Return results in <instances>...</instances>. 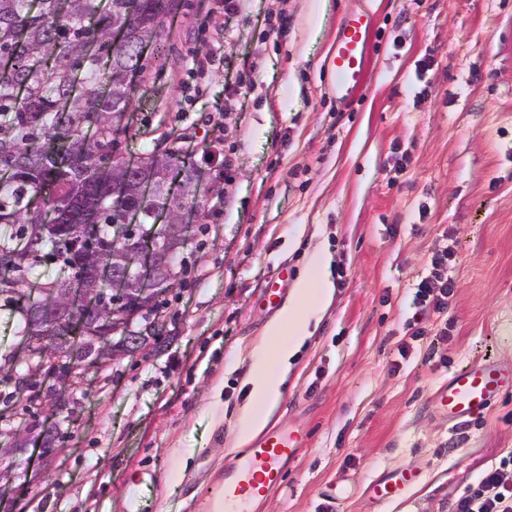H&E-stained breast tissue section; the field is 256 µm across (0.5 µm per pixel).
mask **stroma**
Wrapping results in <instances>:
<instances>
[{"mask_svg": "<svg viewBox=\"0 0 512 512\" xmlns=\"http://www.w3.org/2000/svg\"><path fill=\"white\" fill-rule=\"evenodd\" d=\"M269 0L244 14L224 0H179L134 102L120 152L136 158L184 138L196 150L201 117L218 113L234 166L197 163L201 208L182 253L192 270L162 292L147 344L85 371L63 419L17 386L25 365L11 307H0V410L21 444L0 436L16 464L0 482V512H125L128 478L150 474L152 512H203L206 490L237 458L252 352L276 310L260 296L280 265L301 275L321 253L335 275L332 303L294 358L271 424L308 445L259 512H452L465 487L512 451V391L482 415L449 421L435 392L455 371L492 361L512 368V0ZM368 10L366 86L336 98L329 57L337 28ZM232 30L224 51L257 60L254 87L236 71L199 79L189 102L182 63L209 27ZM411 156L403 174L394 159ZM233 199L214 214V180ZM457 247L456 289L427 334L411 339L417 285L431 257ZM447 337H440V330ZM52 446L51 456L42 447ZM413 467L421 481L387 506L367 496L384 471ZM183 474L177 485L170 471Z\"/></svg>", "mask_w": 512, "mask_h": 512, "instance_id": "stroma-1", "label": "stroma"}]
</instances>
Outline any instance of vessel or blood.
<instances>
[{
	"instance_id": "b4317fda",
	"label": "vessel or blood",
	"mask_w": 512,
	"mask_h": 512,
	"mask_svg": "<svg viewBox=\"0 0 512 512\" xmlns=\"http://www.w3.org/2000/svg\"><path fill=\"white\" fill-rule=\"evenodd\" d=\"M371 20L360 12L343 22L336 34L332 65L336 70V95L347 100L363 89L366 79V51ZM292 274L280 267L276 278L265 288L267 306H277L284 298ZM512 388V371L490 362L475 363L453 373L436 392L438 406L450 419L465 420L483 414L504 391ZM305 437L297 430L275 426L264 431L226 470L222 480L205 500L204 512H258L270 494L279 489L288 462L297 458ZM420 479L411 467L392 469L373 479L369 497L387 504L403 497ZM154 481L147 475L133 481L126 503L127 512H146L147 493Z\"/></svg>"
}]
</instances>
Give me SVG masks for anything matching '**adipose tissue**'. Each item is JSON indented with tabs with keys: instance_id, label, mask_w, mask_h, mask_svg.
Returning a JSON list of instances; mask_svg holds the SVG:
<instances>
[{
	"instance_id": "1",
	"label": "adipose tissue",
	"mask_w": 512,
	"mask_h": 512,
	"mask_svg": "<svg viewBox=\"0 0 512 512\" xmlns=\"http://www.w3.org/2000/svg\"><path fill=\"white\" fill-rule=\"evenodd\" d=\"M334 291L325 259L313 254L288 302L266 326L269 343L253 352L254 378L240 419L241 442L260 432L280 404L290 362L310 336L312 325L318 324Z\"/></svg>"
}]
</instances>
